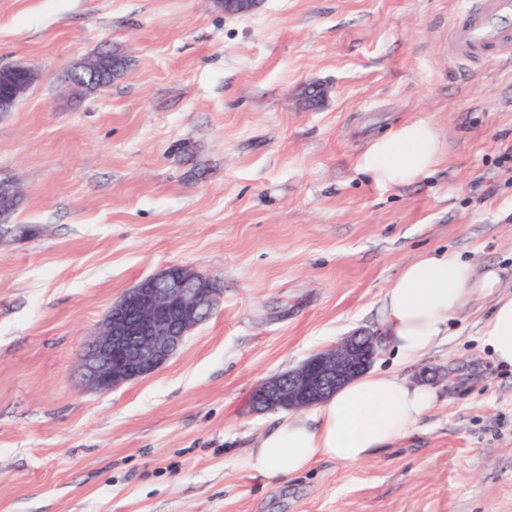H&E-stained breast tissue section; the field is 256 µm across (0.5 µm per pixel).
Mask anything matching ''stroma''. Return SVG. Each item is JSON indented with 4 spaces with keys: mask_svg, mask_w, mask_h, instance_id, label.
Wrapping results in <instances>:
<instances>
[{
    "mask_svg": "<svg viewBox=\"0 0 512 512\" xmlns=\"http://www.w3.org/2000/svg\"><path fill=\"white\" fill-rule=\"evenodd\" d=\"M457 0H0V65L38 78L0 114V178L27 235L0 242V512H512V370L479 341L489 301L396 365L436 387L414 433L270 486L246 456L282 411L255 388L380 330L404 263L449 249L512 267V59L460 65ZM109 53L112 82L68 75ZM326 96L309 106L310 85ZM429 116L445 159L398 188L358 155ZM181 265L212 316L109 392L82 345L138 281ZM97 63L98 57L91 60L88 59L82 62L78 68L71 72L68 81L73 94H85L95 85L99 70H101V68H96ZM99 75L103 77L106 83L112 81L110 74L107 71Z\"/></svg>",
    "mask_w": 512,
    "mask_h": 512,
    "instance_id": "obj_1",
    "label": "stroma"
}]
</instances>
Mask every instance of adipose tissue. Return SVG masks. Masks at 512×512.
I'll use <instances>...</instances> for the list:
<instances>
[{
	"mask_svg": "<svg viewBox=\"0 0 512 512\" xmlns=\"http://www.w3.org/2000/svg\"><path fill=\"white\" fill-rule=\"evenodd\" d=\"M445 144L429 117L374 139L356 168L379 187L405 186L431 175ZM491 303L480 342L495 364L512 368V292L502 271L461 254L431 249L406 262L381 300V336L395 360L424 354L449 336V324L480 299ZM437 392L395 372L368 371L308 414L283 420L248 452L247 468L266 483L310 470L318 460L355 464L412 434L436 405Z\"/></svg>",
	"mask_w": 512,
	"mask_h": 512,
	"instance_id": "obj_1",
	"label": "adipose tissue"
}]
</instances>
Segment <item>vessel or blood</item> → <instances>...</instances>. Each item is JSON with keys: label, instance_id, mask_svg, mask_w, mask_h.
Segmentation results:
<instances>
[{"label": "vessel or blood", "instance_id": "1", "mask_svg": "<svg viewBox=\"0 0 512 512\" xmlns=\"http://www.w3.org/2000/svg\"><path fill=\"white\" fill-rule=\"evenodd\" d=\"M450 38L458 61L473 62L488 53L512 56V0H459Z\"/></svg>", "mask_w": 512, "mask_h": 512}]
</instances>
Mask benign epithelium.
<instances>
[{
	"label": "benign epithelium",
	"instance_id": "7a95c632",
	"mask_svg": "<svg viewBox=\"0 0 512 512\" xmlns=\"http://www.w3.org/2000/svg\"><path fill=\"white\" fill-rule=\"evenodd\" d=\"M260 0H224V14H247ZM98 59L71 72L73 94L96 83ZM36 79L22 63L0 66V112L14 110ZM216 288L201 274L169 266L128 289L112 304L102 327L83 347L78 369L88 386L107 392L159 369L188 333L215 309ZM377 337L356 333L333 349L306 360L287 373L271 376L255 389V411L301 410L316 405L366 371L377 350Z\"/></svg>",
	"mask_w": 512,
	"mask_h": 512
}]
</instances>
